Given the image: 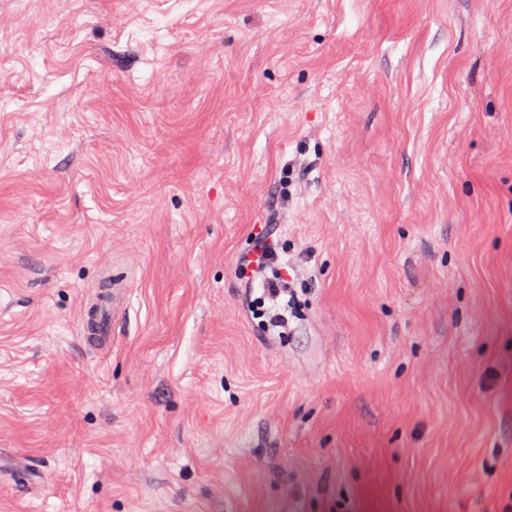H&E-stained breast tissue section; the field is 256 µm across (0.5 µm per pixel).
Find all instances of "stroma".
<instances>
[{
  "mask_svg": "<svg viewBox=\"0 0 512 512\" xmlns=\"http://www.w3.org/2000/svg\"><path fill=\"white\" fill-rule=\"evenodd\" d=\"M511 501L512 0H0V512ZM277 252L276 249L269 243L264 242L258 251L255 260H247L246 264H242V270H247V266L255 265L261 271L269 269L271 276H268L264 281L263 293L271 301L276 302L281 295H288V307L294 303L296 295L295 289L292 288L289 279L283 273V269L276 266ZM111 291V301L102 305L93 317V328L90 326L92 323L90 321V312L93 310V303L84 305L80 332L86 341L110 336L112 333V324L127 310L129 291L124 281L113 278Z\"/></svg>",
  "mask_w": 512,
  "mask_h": 512,
  "instance_id": "obj_1",
  "label": "stroma"
}]
</instances>
